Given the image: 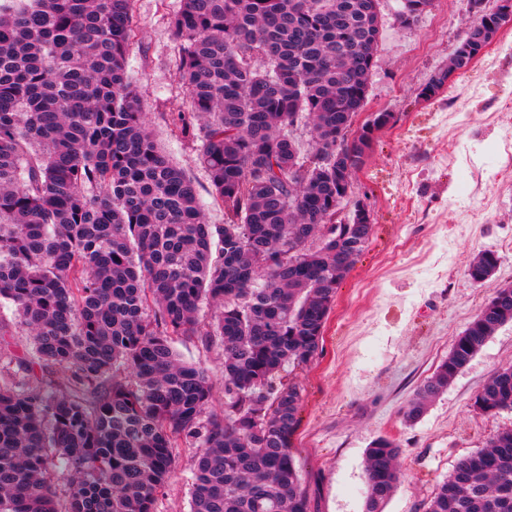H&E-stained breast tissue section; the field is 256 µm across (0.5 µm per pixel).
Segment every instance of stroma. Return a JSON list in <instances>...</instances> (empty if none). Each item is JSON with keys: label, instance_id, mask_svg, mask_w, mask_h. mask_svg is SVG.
Masks as SVG:
<instances>
[{"label": "stroma", "instance_id": "1", "mask_svg": "<svg viewBox=\"0 0 512 512\" xmlns=\"http://www.w3.org/2000/svg\"><path fill=\"white\" fill-rule=\"evenodd\" d=\"M181 0H135L138 37L127 69L160 150L194 179L208 223L224 209L197 163L199 141L175 129L187 111L175 76L179 45L171 19ZM400 0H379L383 36L365 108L389 112L353 177L351 201L373 215L370 241L339 286L313 361L289 378L302 390L295 454L310 512H363L365 452L380 437L400 447L402 474L385 512H424L431 494L457 461L512 427V411L487 416L472 403L490 376L512 363V322L499 327L417 421L403 408L446 358L452 343L502 286L512 285V164L501 136L512 130V23L471 68L452 74L430 99L419 96L448 67L470 17L469 0H433L414 25L397 20ZM498 254L484 283L466 269L479 252ZM184 361L202 366L213 386L214 411L224 408L220 343L177 342ZM196 451H176V469L157 512H189Z\"/></svg>", "mask_w": 512, "mask_h": 512}]
</instances>
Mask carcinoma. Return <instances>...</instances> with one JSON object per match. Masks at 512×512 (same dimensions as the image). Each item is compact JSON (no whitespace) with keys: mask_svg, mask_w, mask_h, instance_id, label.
I'll return each mask as SVG.
<instances>
[{"mask_svg":"<svg viewBox=\"0 0 512 512\" xmlns=\"http://www.w3.org/2000/svg\"><path fill=\"white\" fill-rule=\"evenodd\" d=\"M427 0H401L403 18ZM134 0H0V302L33 360L0 372V512H155L176 449H198L190 512H309L293 453L302 395L274 385L319 350L336 291L369 237L337 216L351 190L322 160L353 129L382 37L371 0H182L177 78L224 223L156 146L127 73ZM312 130L300 160L291 127ZM499 265L480 252L476 283ZM214 314L201 325L202 305ZM512 321L500 288L415 391L409 422ZM224 348V412L177 339ZM64 371L61 384L33 365ZM512 410V365L474 400ZM398 444L366 451L364 512H384ZM65 464L64 489L51 469ZM425 512H512V428L461 459Z\"/></svg>","mask_w":512,"mask_h":512,"instance_id":"obj_1","label":"carcinoma"}]
</instances>
